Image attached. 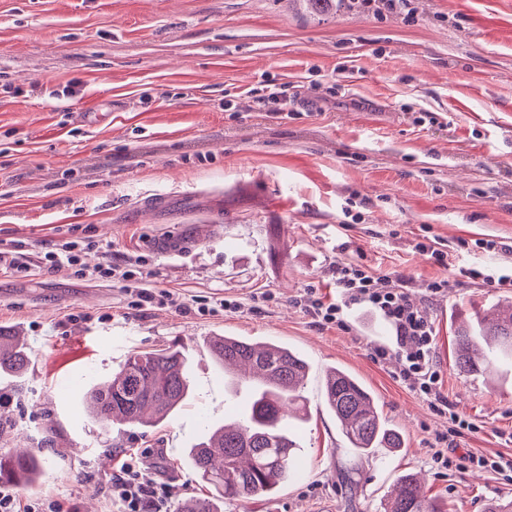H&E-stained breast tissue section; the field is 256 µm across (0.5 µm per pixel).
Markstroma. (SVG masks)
<instances>
[{
    "label": "stroma",
    "mask_w": 512,
    "mask_h": 512,
    "mask_svg": "<svg viewBox=\"0 0 512 512\" xmlns=\"http://www.w3.org/2000/svg\"><path fill=\"white\" fill-rule=\"evenodd\" d=\"M410 15L329 0H0V243L39 255L62 236L101 241L88 265L145 255L141 284L184 310L132 305L110 282L66 271L0 272V327L32 353L23 380L0 376L13 432L43 468L19 488L27 504L117 512L101 487L125 453L157 452L152 477L171 512L208 495L188 464L234 400L205 343L242 336L287 345L310 365L309 416L289 420L308 478L222 512H383L400 475L419 474L446 512H485L512 479L459 458L512 456V364L496 379L464 375L454 336L474 309L512 301V0H411ZM287 85L289 117L259 110L261 81ZM71 99L51 97L67 82ZM88 112L101 121L85 120ZM168 199L150 207L155 196ZM440 239L447 267L414 245ZM502 242L494 252L482 240ZM468 249H458L459 241ZM363 263L407 289L432 320L442 392L472 429L375 361L391 330L364 307L346 328L315 322L306 302L336 294L335 270ZM480 271L457 276L458 267ZM444 279L443 295L429 291ZM237 301L201 316L196 301ZM177 345L191 395L155 427H102L84 392L128 355ZM357 377L403 446L354 458L323 400L326 369ZM76 388L60 401L54 383ZM50 447H41L44 436ZM450 467L434 460L436 451Z\"/></svg>",
    "instance_id": "stroma-1"
}]
</instances>
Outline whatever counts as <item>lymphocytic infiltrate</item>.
<instances>
[{"instance_id":"1","label":"lymphocytic infiltrate","mask_w":512,"mask_h":512,"mask_svg":"<svg viewBox=\"0 0 512 512\" xmlns=\"http://www.w3.org/2000/svg\"><path fill=\"white\" fill-rule=\"evenodd\" d=\"M96 246V241L89 238H63L42 252L35 263L50 272L67 271L85 278L119 283L141 303L173 304L169 292L156 293L140 287L137 270L147 265L145 256L136 255L121 264L109 262L87 266L84 255ZM35 263L21 249L0 248L1 269L26 272ZM385 281V276L377 274L370 266L358 263L337 265L335 298L315 300L313 312L322 324L342 328L350 310L359 306L370 308L393 331L392 348H376L374 360H383L388 352H395L399 380L419 395L442 402V372L435 357V328L404 289L388 287ZM105 493L118 505L119 512H168L166 486L157 483L143 461L134 456L122 461L116 478Z\"/></svg>"}]
</instances>
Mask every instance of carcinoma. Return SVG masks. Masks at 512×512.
<instances>
[{
  "mask_svg": "<svg viewBox=\"0 0 512 512\" xmlns=\"http://www.w3.org/2000/svg\"><path fill=\"white\" fill-rule=\"evenodd\" d=\"M456 366L467 374H481L493 358H512V304L475 312V322L456 335ZM206 348L214 361L241 373L228 379L231 392L246 388L255 377L262 384L248 391L244 419L214 430L191 448L194 469L217 492L213 499H195L180 512H221L227 499L264 496L286 483L296 463L294 441L285 423L286 410L299 412L304 398L300 388L310 371L307 361L285 345L235 336H212ZM31 352L15 330L0 329V375L27 374ZM189 364L177 347L135 353L120 365L104 386L87 390V409L103 425L158 424L167 419L189 395ZM327 410L357 454L377 448L401 447L400 433L389 426L370 392L350 373L331 368L324 376ZM39 460L30 450L0 457V480L22 485L37 480ZM385 512H446L423 497L418 479L407 473L398 480Z\"/></svg>",
  "mask_w": 512,
  "mask_h": 512,
  "instance_id": "carcinoma-1",
  "label": "carcinoma"
}]
</instances>
